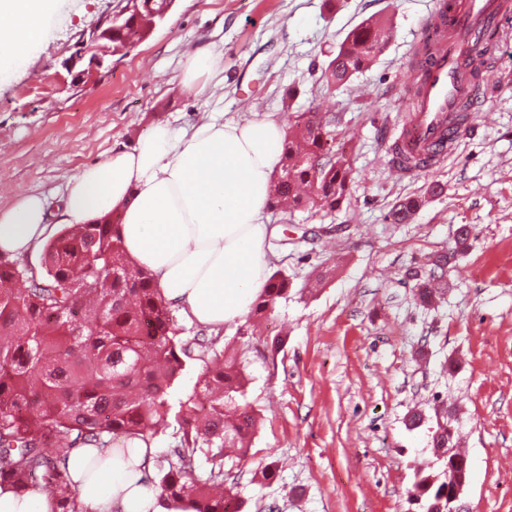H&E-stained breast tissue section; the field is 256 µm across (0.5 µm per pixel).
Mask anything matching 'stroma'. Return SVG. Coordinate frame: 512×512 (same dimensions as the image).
Instances as JSON below:
<instances>
[{"instance_id": "stroma-1", "label": "stroma", "mask_w": 512, "mask_h": 512, "mask_svg": "<svg viewBox=\"0 0 512 512\" xmlns=\"http://www.w3.org/2000/svg\"><path fill=\"white\" fill-rule=\"evenodd\" d=\"M434 0H174L165 19L96 84L76 87L75 43L121 0H64L45 40L0 81V207L33 192L57 205L79 169L130 148L160 121L181 127L319 109L336 115V149L352 181L336 212L267 209L270 270L287 298L256 336L225 325L220 341L247 364L248 400L261 423L244 463L227 462L244 512H419L417 470L436 468L434 409L455 410L469 461L463 512H512V39L488 72L481 108L456 152L428 174L397 176L389 141L406 114V61ZM370 18L390 40L370 68L327 86L340 44ZM224 54V85L182 83L194 47ZM419 207L402 220L405 198ZM468 247L431 307L413 272ZM284 338L280 352L267 345ZM421 412L418 426L409 417Z\"/></svg>"}]
</instances>
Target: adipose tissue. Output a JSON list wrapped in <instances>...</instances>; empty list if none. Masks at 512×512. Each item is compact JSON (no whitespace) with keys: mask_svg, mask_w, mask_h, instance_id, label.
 Segmentation results:
<instances>
[{"mask_svg":"<svg viewBox=\"0 0 512 512\" xmlns=\"http://www.w3.org/2000/svg\"><path fill=\"white\" fill-rule=\"evenodd\" d=\"M61 0H0V80L23 65L60 14ZM214 46L185 61L186 89L203 92L223 70ZM284 131L272 118L216 116L175 128L156 124L130 150H116L66 185L61 223L120 216L124 250L148 271L164 301L216 330L241 321L263 293L274 229L263 220ZM47 198L30 194L0 209V253L37 251L51 233ZM154 448L137 438L73 449L66 474L82 512H162L151 481Z\"/></svg>","mask_w":512,"mask_h":512,"instance_id":"obj_1","label":"adipose tissue"}]
</instances>
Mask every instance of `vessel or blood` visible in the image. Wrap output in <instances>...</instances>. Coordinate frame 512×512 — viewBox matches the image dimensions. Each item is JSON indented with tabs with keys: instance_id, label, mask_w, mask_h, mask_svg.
<instances>
[{
	"instance_id": "vessel-or-blood-1",
	"label": "vessel or blood",
	"mask_w": 512,
	"mask_h": 512,
	"mask_svg": "<svg viewBox=\"0 0 512 512\" xmlns=\"http://www.w3.org/2000/svg\"><path fill=\"white\" fill-rule=\"evenodd\" d=\"M512 34V0H435L408 63L410 110L390 153L403 176L429 171L452 154L466 129L465 114L482 94L473 75L477 53Z\"/></svg>"
}]
</instances>
